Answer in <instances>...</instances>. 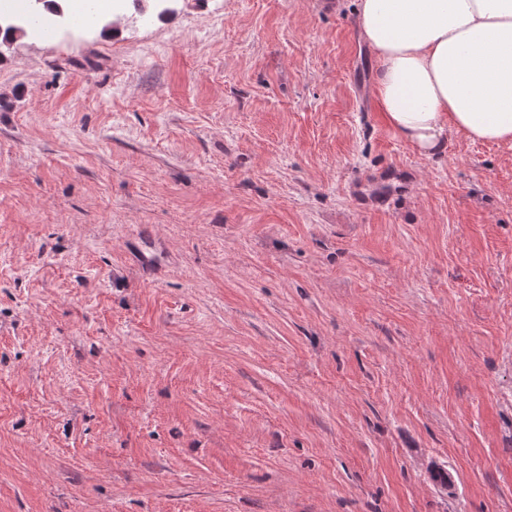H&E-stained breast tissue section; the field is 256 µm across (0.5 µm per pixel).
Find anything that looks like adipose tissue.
<instances>
[{
  "mask_svg": "<svg viewBox=\"0 0 512 512\" xmlns=\"http://www.w3.org/2000/svg\"><path fill=\"white\" fill-rule=\"evenodd\" d=\"M389 128L426 158L449 134L512 143V0H359Z\"/></svg>",
  "mask_w": 512,
  "mask_h": 512,
  "instance_id": "ef3b65f1",
  "label": "adipose tissue"
}]
</instances>
